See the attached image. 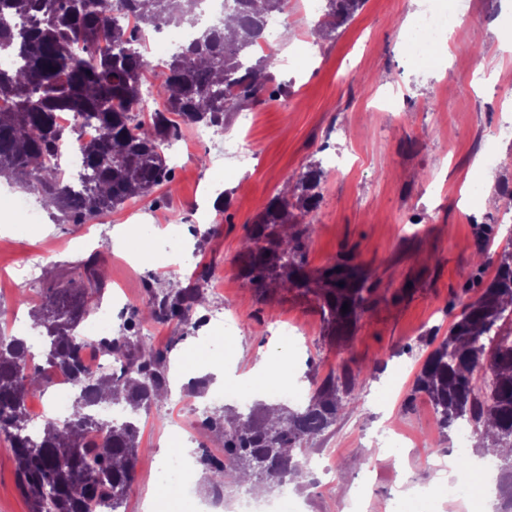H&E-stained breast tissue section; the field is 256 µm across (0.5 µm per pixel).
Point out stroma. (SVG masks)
I'll return each instance as SVG.
<instances>
[{"instance_id":"1","label":"stroma","mask_w":512,"mask_h":512,"mask_svg":"<svg viewBox=\"0 0 512 512\" xmlns=\"http://www.w3.org/2000/svg\"><path fill=\"white\" fill-rule=\"evenodd\" d=\"M304 0H288V24L273 51L265 93L253 108L259 120L247 135L257 151L253 164L224 151L235 133L231 114L225 132L204 144L194 128L181 125L179 141L167 150L171 181L127 201L112 213L82 224L46 218L27 236L17 228L22 213L0 204V333L13 329V312L29 313L48 288L73 274L79 251L101 250L109 290L121 291L128 308L148 304L152 290L169 279L199 284L204 298L220 296L225 315L238 328H216L205 336L177 321H147L137 328L165 355L174 376L164 399L141 411L140 448L123 512H196L199 501L220 491L225 503L254 494L250 482H196L193 493L165 474L155 450L171 438L192 405L231 386L272 403L270 386L251 373L264 357L282 354L288 383L306 404L329 377L354 385L352 411L308 444V454L337 467L335 481L310 470L290 490L303 512H341L342 491L356 492L366 512H380L396 499L400 512L421 503L401 482L426 488L435 474L431 458L453 455V434L440 433L425 395H411L429 349L428 336H445L463 306L475 300L495 274L499 254L484 265L482 247L504 244L503 220L512 211L493 205L501 183L512 186V89L498 78L512 68V40L504 19L512 0H446L459 16L446 47L433 64L414 62L401 34L422 15L427 0H364L332 36L311 43L305 64L297 62L300 36L316 25ZM494 152L497 165L484 162ZM320 162L322 199L302 225L306 267L315 271L339 258L360 267L369 288L367 309L342 337L330 335L320 301L305 289L252 288L241 274L240 255L256 217L310 162ZM225 178L206 192L213 167ZM213 228L196 229L199 207ZM131 226L152 239L150 251L128 264L121 249H109L114 231ZM49 252L53 261L32 287L20 280L31 255ZM301 333L282 335L281 325ZM223 359L230 377L211 372ZM394 383L392 399L380 389ZM389 422L417 439L413 448L371 447L368 437ZM0 512H31L7 442L0 438Z\"/></svg>"}]
</instances>
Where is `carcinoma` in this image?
I'll return each mask as SVG.
<instances>
[{
    "instance_id": "carcinoma-1",
    "label": "carcinoma",
    "mask_w": 512,
    "mask_h": 512,
    "mask_svg": "<svg viewBox=\"0 0 512 512\" xmlns=\"http://www.w3.org/2000/svg\"><path fill=\"white\" fill-rule=\"evenodd\" d=\"M104 0H0V14L21 20L0 25V50L13 51L20 64L0 71V97L14 107L0 110V175L50 198L59 220L77 224L120 207L170 180L165 149L178 135L179 123L224 128L227 117L258 98L264 80L258 74L275 63L273 53L253 58L268 20L284 13L287 0H225L224 16L235 21L230 43L205 28L192 44L164 62L157 86V107L141 113L146 65L139 43L118 20L103 14ZM142 27L170 23L172 0H120ZM364 0H326L317 34L336 31ZM112 52L96 53L100 43ZM94 120L101 138L82 141L56 123L59 110ZM176 115L181 122L171 119ZM77 143L85 192L72 193L58 164L61 148ZM323 171L312 163L291 190L272 197L254 222L243 247L242 273L257 288H316L332 332L345 334L366 310L367 277L346 261L311 273L305 269L301 233L285 228L308 215L321 201ZM94 253L76 267L77 277L50 289L32 309L44 330L42 358L59 366L75 390L68 420L43 421L30 434L28 397L43 383L30 363V346L20 336L0 335V436L9 443L23 491L32 512H119L134 478L139 450L135 417L121 423L98 422L95 408L124 402L136 412L166 389L168 368L146 336H106L95 345L121 357L117 375L97 374L83 361L88 341L80 334L96 309L94 294L104 282ZM202 298L200 288L177 280L147 308H135L125 320L129 329L151 318L188 315ZM348 310L342 311L343 304ZM512 251L500 257L483 293L465 304L438 346L425 358L411 395H426L438 415L440 432L459 420L475 425L481 443L472 455L497 462L494 512H512ZM353 387L325 381L306 406L256 404L246 414L216 413L207 425L224 438L229 464H201L223 476L243 473L257 485L273 488L287 475L303 477L306 445L330 428L340 411L354 403ZM99 427L103 436L90 444L85 432Z\"/></svg>"
}]
</instances>
